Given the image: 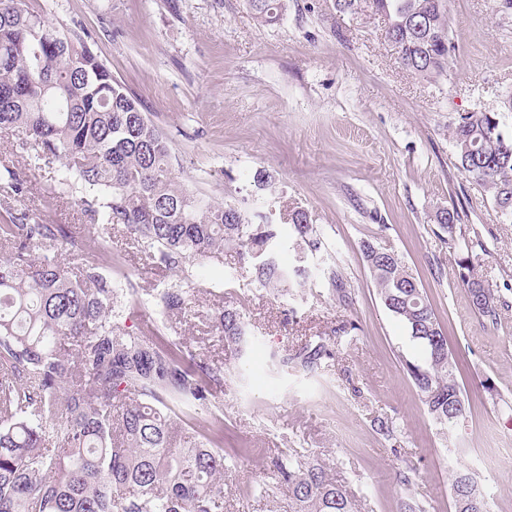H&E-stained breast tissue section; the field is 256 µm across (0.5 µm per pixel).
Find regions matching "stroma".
Here are the masks:
<instances>
[{
  "instance_id": "obj_1",
  "label": "stroma",
  "mask_w": 512,
  "mask_h": 512,
  "mask_svg": "<svg viewBox=\"0 0 512 512\" xmlns=\"http://www.w3.org/2000/svg\"><path fill=\"white\" fill-rule=\"evenodd\" d=\"M48 20L84 32L90 49L137 96L166 137L172 170L188 192L247 212L281 198L325 235L327 265L352 301L334 299L327 281L271 292L233 250L224 263L186 265L195 306L165 316L150 293L176 274L112 228V259L141 295L127 308L129 329L185 338L224 366L199 422L224 420V445H248L227 461L224 512H288L286 489L266 501L243 488L271 483L280 453L321 463L346 486L357 512H453L448 477L472 472L490 512H512V223L484 187L458 168L448 128L459 114L491 112L512 130V8L505 0H449L453 60L446 74L406 69L385 36L388 21L368 0L341 14L334 0H288L284 19L262 26L245 0H48ZM268 175L258 188L253 176ZM28 195L10 205L46 224L91 231L78 192L51 199L49 171L28 173ZM456 208L474 240L472 256L507 305L497 323L475 312L458 280L459 253L434 221ZM371 240L397 252L448 333L461 370L467 421L455 431L429 415L405 361L422 357L405 326L382 304L363 263ZM238 309L248 326L242 349L229 345L213 313ZM344 322L318 373L282 371L279 356ZM394 420L393 437L373 426ZM413 467L411 486L397 480Z\"/></svg>"
}]
</instances>
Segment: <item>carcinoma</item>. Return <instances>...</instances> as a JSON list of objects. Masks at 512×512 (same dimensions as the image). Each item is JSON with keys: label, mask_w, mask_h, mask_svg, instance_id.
Wrapping results in <instances>:
<instances>
[{"label": "carcinoma", "mask_w": 512, "mask_h": 512, "mask_svg": "<svg viewBox=\"0 0 512 512\" xmlns=\"http://www.w3.org/2000/svg\"><path fill=\"white\" fill-rule=\"evenodd\" d=\"M247 3L260 25L279 22L287 9L286 0ZM372 7L394 26L407 68L429 77L448 69V0H372ZM0 130L17 135L27 159L61 162L56 187L79 188L99 228L88 240L10 207L0 222V512H224L223 419L186 440L178 426L209 404L224 366L188 343L161 345L151 330H127L123 314L138 296L104 273L112 260L106 234L123 225L170 268L221 263L232 248L261 287L282 290L306 286L313 270L301 257L322 249V231L297 206L278 205L277 224H254L234 205L180 188L169 144L139 101L83 36L53 26L47 4L36 0H0ZM449 137L459 168L512 221V131L494 113L466 112ZM0 182L16 196L29 192L14 167L0 168ZM435 219L448 247L472 250L457 235V209L441 208ZM361 251L385 308L424 352L405 366L428 413L457 428L466 401L447 332L398 254L369 240ZM63 253L76 269L58 259ZM459 279L472 308L496 323L506 302L472 257L460 259ZM151 297L164 314L184 315L193 304L180 278ZM215 320L224 340L247 342L238 312ZM331 355L321 338L281 362L311 373ZM270 469L288 487V512H357L347 490L310 459L280 454ZM449 483L454 512H488L484 499L472 505L469 473L453 471Z\"/></svg>", "instance_id": "cac0c4a2"}]
</instances>
